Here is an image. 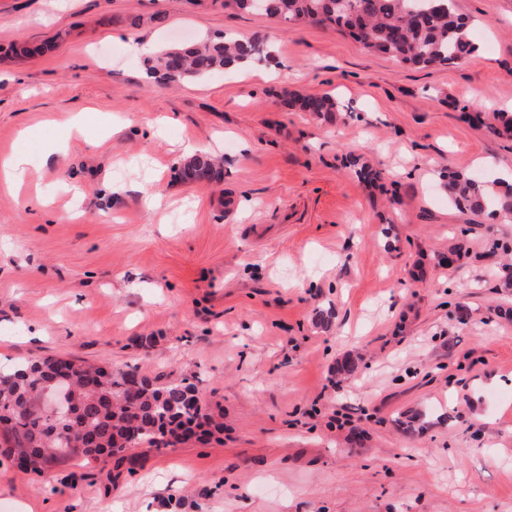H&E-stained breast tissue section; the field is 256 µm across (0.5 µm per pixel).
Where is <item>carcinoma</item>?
I'll return each instance as SVG.
<instances>
[{
  "label": "carcinoma",
  "instance_id": "1",
  "mask_svg": "<svg viewBox=\"0 0 512 512\" xmlns=\"http://www.w3.org/2000/svg\"><path fill=\"white\" fill-rule=\"evenodd\" d=\"M266 15L289 22L330 26L346 32L363 48L418 66H450L476 55L466 18L454 0H266ZM268 54L257 35L172 43L143 58L148 77L167 84L201 81L232 65L253 62ZM285 104L298 112L329 118L338 110L328 94L285 93ZM488 127L512 136V113L501 112ZM187 180H224V169L208 153L190 157L182 167ZM448 199L461 211L483 212L512 221V183L497 189L459 172L448 173ZM61 359L47 356L22 362L12 372H0V423L8 426L10 446L1 455L21 457L36 470L42 464L68 457L89 466L101 457L132 465L128 449L147 443L172 445L167 427L208 418L207 407L187 405L198 394L195 377L182 375L163 383L140 374L138 367L71 368L74 417L57 429L42 399L55 392Z\"/></svg>",
  "mask_w": 512,
  "mask_h": 512
}]
</instances>
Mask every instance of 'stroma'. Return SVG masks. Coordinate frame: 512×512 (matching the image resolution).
I'll list each match as a JSON object with an SVG mask.
<instances>
[{
  "mask_svg": "<svg viewBox=\"0 0 512 512\" xmlns=\"http://www.w3.org/2000/svg\"><path fill=\"white\" fill-rule=\"evenodd\" d=\"M455 7L479 53L419 69L224 0H0V160L30 159L21 187L0 179V369L57 355L192 373L222 424L138 446L130 472L0 455V504L512 512V288L493 246L512 223L457 210L445 179L512 177V137L463 116L476 91L512 112V0ZM253 34L266 80L152 84L127 46ZM24 42L55 48L14 56ZM286 89L339 110H288ZM191 151L223 158V182L183 180ZM466 223L467 255L442 265Z\"/></svg>",
  "mask_w": 512,
  "mask_h": 512,
  "instance_id": "stroma-1",
  "label": "stroma"
}]
</instances>
